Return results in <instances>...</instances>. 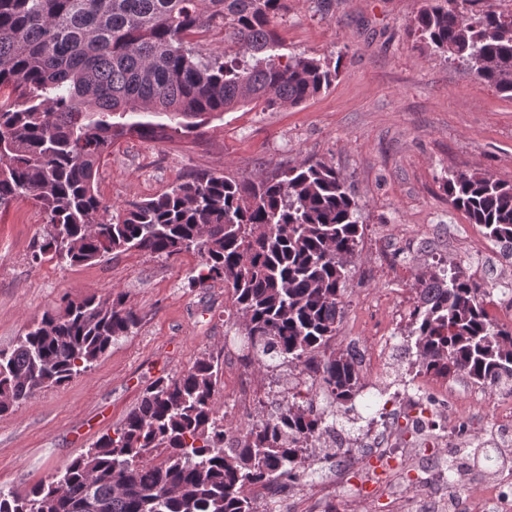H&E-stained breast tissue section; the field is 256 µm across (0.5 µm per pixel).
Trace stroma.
I'll return each mask as SVG.
<instances>
[{"label":"stroma","mask_w":512,"mask_h":512,"mask_svg":"<svg viewBox=\"0 0 512 512\" xmlns=\"http://www.w3.org/2000/svg\"><path fill=\"white\" fill-rule=\"evenodd\" d=\"M419 6V0H288L276 26L282 51L340 59L331 88L295 108L224 113L194 140L121 138L100 162L98 195L120 206L201 170L248 180L316 161L335 166L351 183L365 235L349 264L338 333L363 335L383 314V302L402 290L415 295L414 280H401L397 267L427 263L413 252L371 250L368 238L402 224L421 238L436 224L462 240L479 234L449 204L443 178L479 170L512 182V99L422 47L412 30ZM45 221L30 199L0 208V350L12 349L30 323L61 309L66 297L120 292L141 322L91 369L0 416V489L19 494L113 433L153 381L181 374L202 356L223 357L225 337L236 333L222 283L185 287L197 254L168 260L131 251L88 265L36 264L33 245ZM364 268L381 306L359 304Z\"/></svg>","instance_id":"1"}]
</instances>
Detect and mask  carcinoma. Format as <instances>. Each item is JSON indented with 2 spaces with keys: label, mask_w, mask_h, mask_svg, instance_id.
Listing matches in <instances>:
<instances>
[{
  "label": "carcinoma",
  "mask_w": 512,
  "mask_h": 512,
  "mask_svg": "<svg viewBox=\"0 0 512 512\" xmlns=\"http://www.w3.org/2000/svg\"><path fill=\"white\" fill-rule=\"evenodd\" d=\"M454 2L423 0L419 41L512 99V35L502 30L512 15L490 0H464L479 9L461 22ZM286 10L288 0H0V206L26 198L45 213L33 261L194 252L200 263L187 287L224 284L250 362L268 373H314L325 401L258 410L226 446L213 399L218 361L204 356L154 381L113 434L64 470L23 495L0 491V512H259L254 487L303 478L308 449L353 410L362 375L334 345L363 225L336 167L316 162L249 181L204 170L119 207L94 189L97 163L120 136L196 137L227 111L298 107L328 90L338 67L271 54ZM217 26L237 47L231 59L191 46L192 36ZM160 116L168 122L151 121ZM443 188L469 223L512 245L511 182L457 171ZM415 283V365L439 378L512 385V326L489 320L486 289L441 260L419 268ZM139 323L121 293L44 313L0 351V415L87 371ZM499 462L498 448H459L448 486L473 465L493 472Z\"/></svg>",
  "instance_id": "cac0c4a2"
}]
</instances>
